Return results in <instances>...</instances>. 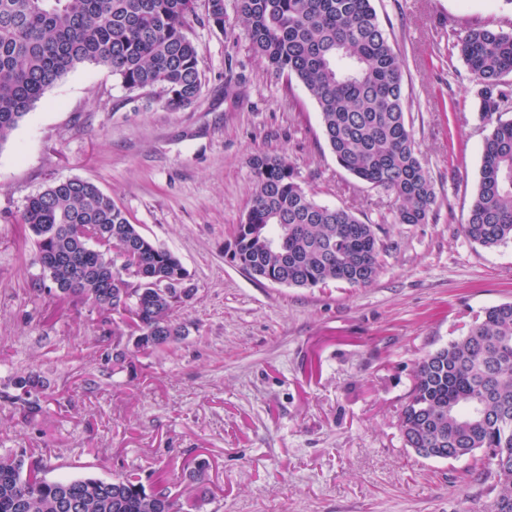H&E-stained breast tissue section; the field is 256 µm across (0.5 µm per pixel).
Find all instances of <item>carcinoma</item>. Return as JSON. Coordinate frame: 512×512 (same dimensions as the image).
I'll use <instances>...</instances> for the list:
<instances>
[{
  "mask_svg": "<svg viewBox=\"0 0 512 512\" xmlns=\"http://www.w3.org/2000/svg\"><path fill=\"white\" fill-rule=\"evenodd\" d=\"M208 24L224 28V0H206ZM197 0H0V145L47 89L76 66L108 68L128 89L161 87L170 108L199 97V48L184 34ZM252 50L295 76L316 102L336 162L395 198L393 222L426 224L436 191L405 116L404 76L371 0H237ZM453 48L479 85V112L492 125L482 149L475 199L461 233L493 248L512 241V119L502 90L512 74V32L478 27ZM256 188L237 225L233 259L266 281L309 288L327 281L366 286L380 273L377 227L350 208L318 203L284 155L251 158ZM41 273L31 288L59 302L79 300L118 316L112 335L141 331L144 353L184 336L178 311L191 294L155 284L176 278V256L145 237L112 197L81 179L59 180L28 198L20 214ZM87 232L81 243L75 233ZM288 233L276 255L266 240ZM129 253L138 284L98 248ZM0 399L32 423L45 411L42 376L13 374ZM406 447L434 460L472 461L493 495L491 512H512V302L492 306L467 332L416 366L400 415ZM206 462L188 473L197 494L181 503L120 476L48 480L26 452L0 455V512H200L209 501Z\"/></svg>",
  "mask_w": 512,
  "mask_h": 512,
  "instance_id": "cac0c4a2",
  "label": "carcinoma"
}]
</instances>
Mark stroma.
<instances>
[{
    "instance_id": "35a3bbf8",
    "label": "stroma",
    "mask_w": 512,
    "mask_h": 512,
    "mask_svg": "<svg viewBox=\"0 0 512 512\" xmlns=\"http://www.w3.org/2000/svg\"><path fill=\"white\" fill-rule=\"evenodd\" d=\"M403 62L406 118L437 195L426 224L392 221V195L341 168L314 100L250 47L235 0L215 28L190 19L202 92L170 109L85 63L47 90L0 145V381L36 370L49 401L24 423L0 401V454L42 458L47 479L121 475L193 497L207 459L205 512H487L469 460L418 457L399 415L416 362L512 302V244L459 231L491 127L451 45L476 27L512 31L507 0H372ZM283 154L317 202L380 225L382 272L369 285L313 288L256 279L231 259L255 189L250 159ZM97 185L157 245L195 294L182 339L116 372L117 344L83 304L48 311L18 218L53 182Z\"/></svg>"
}]
</instances>
